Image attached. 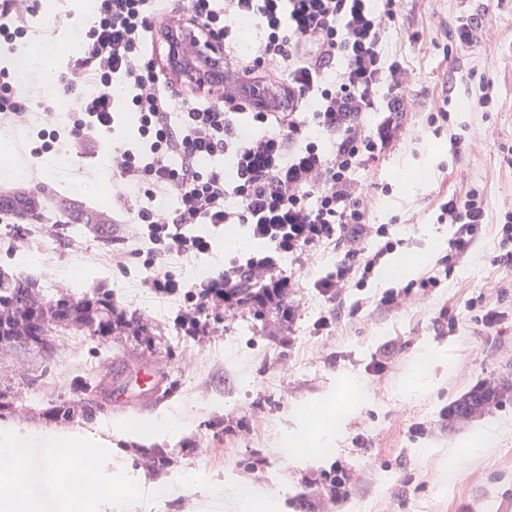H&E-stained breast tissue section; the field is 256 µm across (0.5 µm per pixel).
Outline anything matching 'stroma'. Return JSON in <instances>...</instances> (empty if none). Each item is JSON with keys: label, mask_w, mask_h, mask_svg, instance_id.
<instances>
[{"label": "stroma", "mask_w": 512, "mask_h": 512, "mask_svg": "<svg viewBox=\"0 0 512 512\" xmlns=\"http://www.w3.org/2000/svg\"><path fill=\"white\" fill-rule=\"evenodd\" d=\"M27 34L14 44L0 42V67L34 52L63 71L75 53L76 29L86 25L85 0H28ZM397 18L385 43L409 68L408 88L417 101L416 121L438 103L446 86L449 134L463 139L450 156L447 136L426 134L396 147L359 176L375 191L374 220L390 225L403 244L397 253L417 257L411 277L352 289L342 304L326 300L314 279L335 269L341 255L326 251L302 273L292 297L301 311L294 325L275 312L257 317L242 308L235 317L208 311V331L186 335L177 316L178 298H159L142 288L147 275L145 243L130 240L126 269L110 260L113 237L122 227L99 223L111 216L112 177L103 158L112 146L134 139L125 123L77 144L69 158L51 154L32 158L27 132L12 131L11 149L0 154V192L47 184L61 204L82 205L93 223L79 233L26 224L0 213V269L37 278L39 299H77L94 291L108 293L117 313L138 318L144 332L131 329L112 336H91L68 326L56 330L46 347H0V421L30 429L83 430L113 438V421L146 418L182 410L189 435L169 450L168 464L153 454L127 447L123 463L145 480L198 472L208 481L235 482L272 497L278 512H512V296L508 317L498 332L482 330L468 301L495 279H512V266L494 264L500 252L496 222L503 199L512 198V43L490 41L460 48L446 33L460 12L512 29V0H398ZM493 86L494 107L471 108L480 82ZM29 101L37 128H61L56 112L62 85L45 89L38 75L17 82ZM480 188L490 219L464 265L445 269L450 225L437 221L443 195L465 196ZM211 233L212 253L196 261L170 258L163 267L190 281L222 271L233 253L224 247L223 229ZM438 243H430V233ZM85 273L84 285L68 272ZM435 272L441 285L413 306L386 308L379 301L408 280ZM448 309L458 320L455 332H438L435 319ZM339 316V326L319 329L322 319ZM394 352L384 370L373 368L383 343ZM421 366L424 384L410 390L408 375ZM141 371L160 381L158 394L143 403L117 401L115 392ZM102 380L99 407L92 420L71 423L57 418L60 403L81 405L76 383ZM506 390L502 407L444 421L440 411L481 380ZM335 422L328 448L308 458H293L282 443L285 429L305 420ZM431 425L428 435L415 423ZM349 469L350 493L342 502L322 493L325 474L336 465Z\"/></svg>", "instance_id": "obj_1"}]
</instances>
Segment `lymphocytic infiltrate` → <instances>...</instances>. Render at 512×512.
Segmentation results:
<instances>
[{"label":"lymphocytic infiltrate","instance_id":"f902f5d3","mask_svg":"<svg viewBox=\"0 0 512 512\" xmlns=\"http://www.w3.org/2000/svg\"><path fill=\"white\" fill-rule=\"evenodd\" d=\"M372 2L187 0L184 14L175 15L168 0H101L96 24L79 34V49L61 75L68 124L38 131L30 153L63 154L75 139L111 131L114 92L127 94L144 147L113 152L112 178L123 203L115 221L152 245L146 263L154 272L143 285L160 297L183 296L179 318L186 334L205 333L207 308L228 315L239 309L234 290L240 279L265 285L290 323L297 315L290 292L308 260L329 248L343 252L335 271L314 282L320 295L337 301L362 287L393 251L388 225L373 218L376 198L357 173L415 135L405 121L414 101L405 92L409 69L383 50L396 0L379 9ZM243 18L257 21L254 44L228 61L270 88L275 106L269 111L231 85L219 106L176 95L163 69L141 50L159 20L172 27L196 23L228 44ZM221 155L232 157V174L202 167V160ZM439 218L455 228L445 262L466 263L487 219L482 192L448 198ZM195 224H243L269 248L230 261L198 284L156 270L165 257L211 252L209 237L189 233ZM371 241L376 250H368ZM282 254L295 261V270L280 269Z\"/></svg>","mask_w":512,"mask_h":512}]
</instances>
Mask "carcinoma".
Here are the masks:
<instances>
[{
  "label": "carcinoma",
  "instance_id": "cac0c4a2",
  "mask_svg": "<svg viewBox=\"0 0 512 512\" xmlns=\"http://www.w3.org/2000/svg\"><path fill=\"white\" fill-rule=\"evenodd\" d=\"M53 192L39 186L33 191H14L8 195H0V211L12 212L35 224L43 220L42 202H53ZM35 283L29 279L8 277L0 271V344L17 342H35L45 327L76 326L89 332L91 336H109L121 332L134 325V319H127L115 312L107 295L89 298L58 299L48 301L32 308L28 304ZM267 289L257 286L248 280L241 281L236 295L246 305L255 306V312L264 313L266 304L264 296ZM102 381L91 379L79 383L85 395L89 396L86 406L80 410L81 416L93 418L95 405L90 395L101 388ZM482 394L474 391L454 404V413L461 415L481 406Z\"/></svg>",
  "mask_w": 512,
  "mask_h": 512
}]
</instances>
